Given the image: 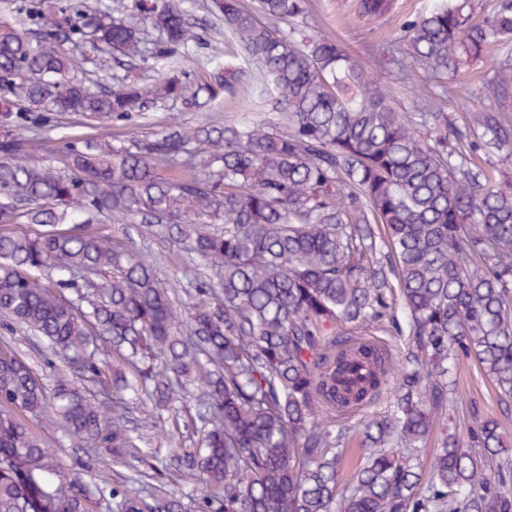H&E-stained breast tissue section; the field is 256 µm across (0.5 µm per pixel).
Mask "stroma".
<instances>
[{
    "label": "stroma",
    "mask_w": 512,
    "mask_h": 512,
    "mask_svg": "<svg viewBox=\"0 0 512 512\" xmlns=\"http://www.w3.org/2000/svg\"><path fill=\"white\" fill-rule=\"evenodd\" d=\"M358 0H309L306 33L337 41L357 57L364 67L377 74L389 87L394 107L399 112H413L417 100L407 85L399 79L396 69L383 61L389 41L402 40L409 21L433 8L437 0H395V8L388 15L370 18L362 16ZM202 0H190L188 19L199 36L183 63L191 82L208 79L216 62H239L236 44L216 37V20L201 7ZM487 67L475 64L460 75L449 96L446 110L457 129H465L470 111L489 107L483 94L482 76ZM178 113L185 127L201 125L221 126L249 119L262 120L280 129L284 122L280 113L272 111L259 97V86L252 81L239 85L233 94L220 96L199 109L186 110L180 104L158 102L133 112L129 118L106 123L91 121L76 115L57 116L53 127L43 132L45 156H54L60 144L69 137L96 136L111 144L120 145L131 136H145L164 126L170 113ZM94 231L112 236L131 248H147L160 262L161 272L176 292L192 289L194 282L185 266V252L172 245L161 227H153L150 234H141L137 225L113 221L111 216H99ZM460 408L476 404L482 413L498 416L494 390L470 365L462 366L455 375ZM29 426L49 448L53 458L71 467L84 460L86 454L77 440L70 437L60 425L47 417H28Z\"/></svg>",
    "instance_id": "1"
}]
</instances>
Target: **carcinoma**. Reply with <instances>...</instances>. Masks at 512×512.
Listing matches in <instances>:
<instances>
[{"label":"carcinoma","instance_id":"1","mask_svg":"<svg viewBox=\"0 0 512 512\" xmlns=\"http://www.w3.org/2000/svg\"><path fill=\"white\" fill-rule=\"evenodd\" d=\"M496 2L477 20L472 0H448L409 25L407 49L388 45L390 64L421 90L410 114L339 43L303 34L307 0H206L246 67L228 63L195 87L177 71L146 85L114 76L109 88L75 74L77 55L103 74L120 57L175 60L198 39L185 0L94 11L70 27L66 51L60 30L79 5L31 0L34 40L0 17V91L38 127L53 112L104 120L158 100L194 107L246 72L272 84L286 124L187 129L172 113L149 137L119 147L76 138L48 159L41 138L3 123L0 326L68 361L51 419L91 453L124 455L142 440L124 392L155 409L192 393L200 427L199 447L161 480L141 472L91 487L21 419L44 412L47 387L1 345L0 512H90L107 497L119 512H183L174 487L188 476L202 512H512L501 422L472 406L462 435L445 428L457 404L449 375L464 364L512 413V186L472 158L512 149V0ZM392 6L358 3L372 17ZM492 46L508 53L484 77L494 107L458 133L440 99ZM105 213L189 241L211 277L177 304L151 252L90 230ZM381 398L383 412L352 421ZM354 438L364 461L340 494Z\"/></svg>","mask_w":512,"mask_h":512}]
</instances>
